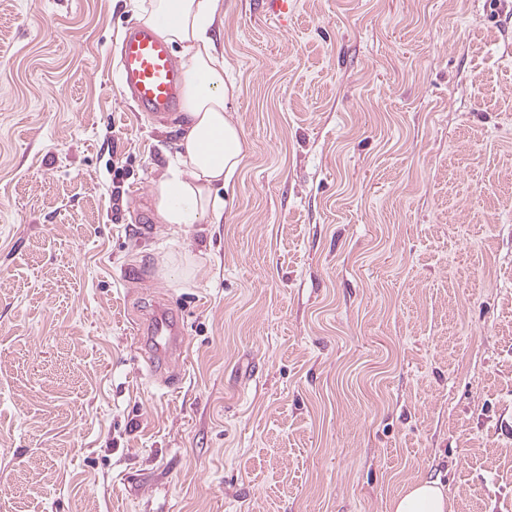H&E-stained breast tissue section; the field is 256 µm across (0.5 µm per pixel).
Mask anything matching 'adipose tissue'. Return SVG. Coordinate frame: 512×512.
<instances>
[{
	"mask_svg": "<svg viewBox=\"0 0 512 512\" xmlns=\"http://www.w3.org/2000/svg\"><path fill=\"white\" fill-rule=\"evenodd\" d=\"M221 0H144V21H163V32L179 49L186 74L180 150L155 189L161 223L175 227L220 223L225 201L217 191L231 187L245 158V141L229 116L236 86L210 35ZM432 481L408 487L391 502L392 512H450Z\"/></svg>",
	"mask_w": 512,
	"mask_h": 512,
	"instance_id": "ef3b65f1",
	"label": "adipose tissue"
}]
</instances>
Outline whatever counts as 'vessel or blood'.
I'll use <instances>...</instances> for the list:
<instances>
[{"label": "vessel or blood", "instance_id": "vessel-or-blood-1", "mask_svg": "<svg viewBox=\"0 0 512 512\" xmlns=\"http://www.w3.org/2000/svg\"><path fill=\"white\" fill-rule=\"evenodd\" d=\"M117 76L125 98L138 111L164 117L181 104L185 73L159 25L142 23L124 30ZM147 334L155 360L163 365L172 364L184 348L183 321L166 303L156 304Z\"/></svg>", "mask_w": 512, "mask_h": 512}]
</instances>
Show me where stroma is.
<instances>
[{
    "instance_id": "35a3bbf8",
    "label": "stroma",
    "mask_w": 512,
    "mask_h": 512,
    "mask_svg": "<svg viewBox=\"0 0 512 512\" xmlns=\"http://www.w3.org/2000/svg\"><path fill=\"white\" fill-rule=\"evenodd\" d=\"M289 2L224 0L246 157L176 229L133 0H0V512H512V0ZM147 334L150 336L154 359L162 365H171L184 348L183 321L170 312L165 302L155 305L147 325ZM390 507L391 512H451L448 497L432 481L408 487L392 500Z\"/></svg>"
}]
</instances>
